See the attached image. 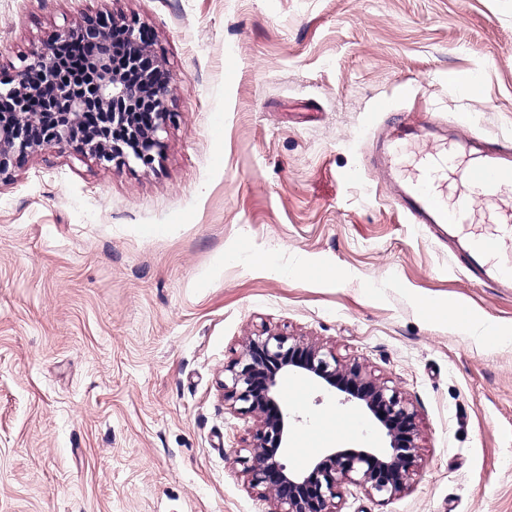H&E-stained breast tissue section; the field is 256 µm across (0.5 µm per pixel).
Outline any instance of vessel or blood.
<instances>
[{
  "mask_svg": "<svg viewBox=\"0 0 512 512\" xmlns=\"http://www.w3.org/2000/svg\"><path fill=\"white\" fill-rule=\"evenodd\" d=\"M391 109L388 99H377L365 124L379 134V149L371 164L390 185L398 211L409 223L440 227L456 245V254L473 279L511 296L512 258L507 261L503 255H512V203L501 207L493 230L473 234L467 230L473 213L465 195L447 200L438 185L445 178L455 177L484 199H501L506 190L512 189V143H492L479 137L458 139L455 149L444 147L424 158L416 178L402 182L397 178L395 163L401 143L425 135L431 126L401 118L386 120L385 114Z\"/></svg>",
  "mask_w": 512,
  "mask_h": 512,
  "instance_id": "b4317fda",
  "label": "vessel or blood"
}]
</instances>
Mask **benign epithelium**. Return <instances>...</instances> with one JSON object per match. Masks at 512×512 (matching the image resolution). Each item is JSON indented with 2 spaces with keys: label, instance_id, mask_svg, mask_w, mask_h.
<instances>
[{
  "label": "benign epithelium",
  "instance_id": "obj_1",
  "mask_svg": "<svg viewBox=\"0 0 512 512\" xmlns=\"http://www.w3.org/2000/svg\"><path fill=\"white\" fill-rule=\"evenodd\" d=\"M112 32L103 17L85 15L49 35L21 69L0 70V180L36 150L73 144L105 166L153 165L162 145L159 134L172 118L166 105L171 76L162 63L150 60V31L133 24L121 29L127 72H114ZM73 40L92 53V73L78 85L54 58ZM229 372L224 399L260 419L245 476L248 487L268 492L270 512H337L335 499L349 484L384 501L407 488L415 462L416 414L396 387L367 379L357 362L342 368L322 348L292 343L271 330L251 340ZM292 375L317 381L345 402L362 404L386 431L389 446L331 448L303 470L288 468L283 453L291 420L284 387Z\"/></svg>",
  "mask_w": 512,
  "mask_h": 512
}]
</instances>
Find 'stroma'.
I'll use <instances>...</instances> for the list:
<instances>
[{"label":"stroma","mask_w":512,"mask_h":512,"mask_svg":"<svg viewBox=\"0 0 512 512\" xmlns=\"http://www.w3.org/2000/svg\"><path fill=\"white\" fill-rule=\"evenodd\" d=\"M97 12L151 30L175 121L152 167L67 147L0 181V512H267L224 399L267 328L416 413L407 490L339 512H512V297L406 222L364 127L386 97L512 140V0H0V68ZM288 407L292 447L387 444L318 386Z\"/></svg>","instance_id":"obj_1"}]
</instances>
